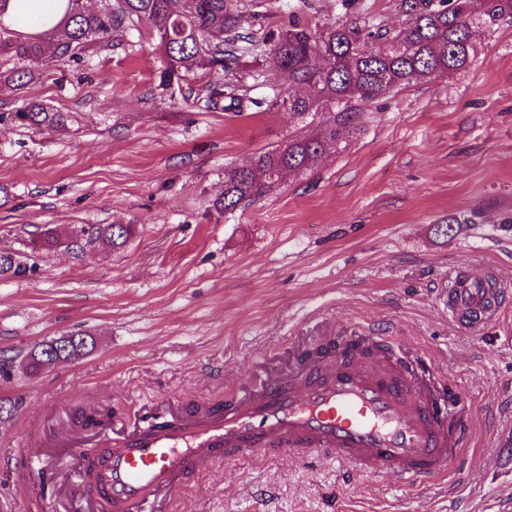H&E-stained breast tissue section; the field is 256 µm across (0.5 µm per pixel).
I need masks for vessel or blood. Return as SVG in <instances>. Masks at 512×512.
<instances>
[{"label": "vessel or blood", "instance_id": "1", "mask_svg": "<svg viewBox=\"0 0 512 512\" xmlns=\"http://www.w3.org/2000/svg\"><path fill=\"white\" fill-rule=\"evenodd\" d=\"M503 298L493 271L461 265L443 301L458 326L492 320ZM426 359L399 366L374 343L335 361L268 379L238 402L193 418L169 406L132 426L102 422L112 451L96 462L98 500L114 512H160L156 497L216 459L279 452L329 456L350 479L381 471L399 484L426 481L459 467L471 412L465 394L446 399Z\"/></svg>", "mask_w": 512, "mask_h": 512}]
</instances>
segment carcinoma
I'll use <instances>...</instances> for the list:
<instances>
[{
  "label": "carcinoma",
  "mask_w": 512,
  "mask_h": 512,
  "mask_svg": "<svg viewBox=\"0 0 512 512\" xmlns=\"http://www.w3.org/2000/svg\"><path fill=\"white\" fill-rule=\"evenodd\" d=\"M90 10L84 0H66L63 18L40 21L42 31L24 35L0 27V84L24 91L38 80L44 66L87 51L112 47V33L135 22L152 28L163 65L159 87L181 85L196 68L228 73L245 56L264 58L280 77L282 86L306 85L305 95L288 94L276 101L304 122L320 116V131L303 129L288 134L274 147L260 151L247 167L224 168V191L213 201L215 211H232L249 204L279 186L291 172L314 169L338 144L358 130L363 105L381 94L439 75L466 70L476 53L479 29L512 19V0H399L406 25L391 29L382 22L364 25L328 24L312 27L291 20L278 32L254 37L242 31L245 17L229 0H100ZM23 61L20 68L9 66ZM189 93L204 96L216 107L241 113L262 103L248 95L245 84L210 83ZM9 121L33 130L59 131L68 115L38 100H30L14 112H1ZM135 225H94L81 229L86 243L124 246ZM58 244L53 227H44L30 239L33 253L52 250ZM26 271L19 255L0 252V277ZM73 341L56 354L45 355L58 342L54 338L30 351L26 370L36 374L58 359H76L95 348L88 332L72 334Z\"/></svg>",
  "instance_id": "carcinoma-1"
}]
</instances>
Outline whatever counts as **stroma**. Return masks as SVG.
I'll list each match as a JSON object with an SVG mask.
<instances>
[{"label":"stroma","instance_id":"stroma-1","mask_svg":"<svg viewBox=\"0 0 512 512\" xmlns=\"http://www.w3.org/2000/svg\"><path fill=\"white\" fill-rule=\"evenodd\" d=\"M252 32L295 14L311 25L378 17L398 0H230ZM150 29L108 50L45 67L26 94L0 85V112L25 99L69 113L67 130L0 123V251L23 252L37 227L63 244L25 275L0 279V512H83L26 454L61 428L90 436L81 413L133 424L162 403L212 405L253 376L287 373L291 349L372 334L417 352L473 406L463 477L399 485L347 481L334 459L218 460L185 481L168 512H512V23L482 30L462 74L399 87L366 103L349 141L304 174L235 211L211 203L224 168L296 131L282 90L260 72L266 110H210L160 89ZM452 223L448 236L434 227ZM132 224L119 249L74 244L81 227ZM492 269L500 315L463 330L443 305L460 263ZM78 330L87 356L25 373L39 343Z\"/></svg>","mask_w":512,"mask_h":512}]
</instances>
